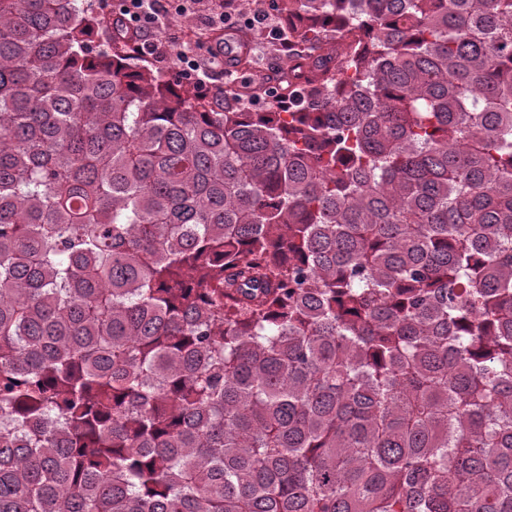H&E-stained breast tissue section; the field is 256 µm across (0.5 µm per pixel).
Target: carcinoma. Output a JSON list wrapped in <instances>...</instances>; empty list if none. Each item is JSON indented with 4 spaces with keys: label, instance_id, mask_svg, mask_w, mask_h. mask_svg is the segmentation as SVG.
I'll return each mask as SVG.
<instances>
[{
    "label": "carcinoma",
    "instance_id": "cac0c4a2",
    "mask_svg": "<svg viewBox=\"0 0 512 512\" xmlns=\"http://www.w3.org/2000/svg\"><path fill=\"white\" fill-rule=\"evenodd\" d=\"M224 107L0 0V512H512V0H270ZM252 34L254 35L256 39V48H257V65L256 69H243L238 66V64H230L229 67L233 71L232 75H227L225 73L220 74L219 76H210L209 79L201 72L197 73V76H193L194 78H202L206 84L209 86V88H212L216 90V88L221 87L224 90V84L225 83H233L235 85H239V83L233 82V80L236 77H249L252 80L251 85L255 82V70L259 72L260 74L264 75L265 77V84L267 87H273V82L276 79V76L280 70L286 67L288 65V58L285 57L286 54L282 52L280 49V46L274 41L271 40V35H267V33L262 32L261 30L253 29L251 30ZM273 70L275 71V76L273 80H269L267 78V74L270 73L269 71ZM200 81V82H199ZM209 82H211L209 84ZM198 88L207 87V85L202 80H196L194 83Z\"/></svg>",
    "mask_w": 512,
    "mask_h": 512
}]
</instances>
